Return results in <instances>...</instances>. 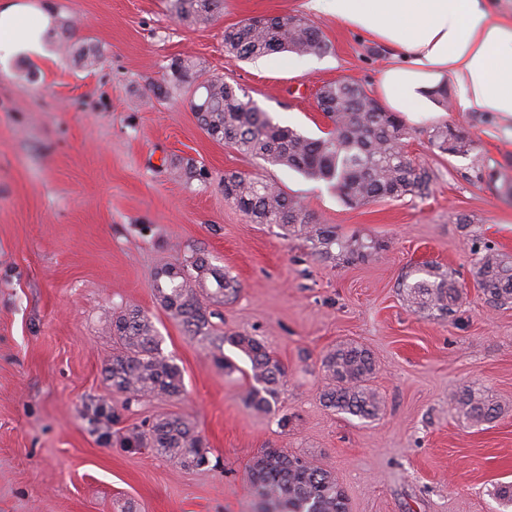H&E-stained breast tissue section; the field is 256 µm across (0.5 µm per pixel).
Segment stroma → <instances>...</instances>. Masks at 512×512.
<instances>
[{
    "instance_id": "35a3bbf8",
    "label": "stroma",
    "mask_w": 512,
    "mask_h": 512,
    "mask_svg": "<svg viewBox=\"0 0 512 512\" xmlns=\"http://www.w3.org/2000/svg\"><path fill=\"white\" fill-rule=\"evenodd\" d=\"M53 23L41 56L0 63V512H252L245 467L263 448L317 459L343 488L348 512H512L495 495L512 482V305L493 308L476 282V242L512 258V116L437 108L403 115L405 150L431 176L427 195L345 205L321 181L213 140L167 82L172 60L244 87L273 121L318 138L333 128L317 93L335 81L378 96L396 52L369 33L310 9L309 0H224L188 25L169 0H24ZM300 15L330 48L302 57L240 60L224 31L257 16ZM99 54L79 63L74 48ZM163 85L155 98L150 84ZM473 144L466 156L428 141L438 123ZM206 179L187 177V166ZM237 171L299 198L366 257L311 255L301 239L253 224L224 199ZM230 272L239 291L207 339L161 306L156 278L194 253ZM453 272L457 311L436 320L398 293L423 264ZM139 306L180 367L179 399H144L105 424L98 400L120 406L105 368L112 315ZM261 339L286 370L277 411L245 408L248 359L232 333ZM355 341L376 360L378 416L326 409L320 359ZM238 367L228 374L214 360ZM484 390L499 417H458L453 392ZM191 420L209 449L183 468L114 435L160 416ZM288 416L280 427L279 416Z\"/></svg>"
}]
</instances>
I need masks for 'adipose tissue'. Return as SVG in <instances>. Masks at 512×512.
<instances>
[{"label": "adipose tissue", "mask_w": 512, "mask_h": 512, "mask_svg": "<svg viewBox=\"0 0 512 512\" xmlns=\"http://www.w3.org/2000/svg\"><path fill=\"white\" fill-rule=\"evenodd\" d=\"M311 7L400 53L401 63L380 76L392 111H434L435 94L449 81L458 111L512 115V24L495 20L487 0H311ZM31 13L14 0L0 7V57L43 53L51 18L35 24Z\"/></svg>", "instance_id": "obj_1"}]
</instances>
